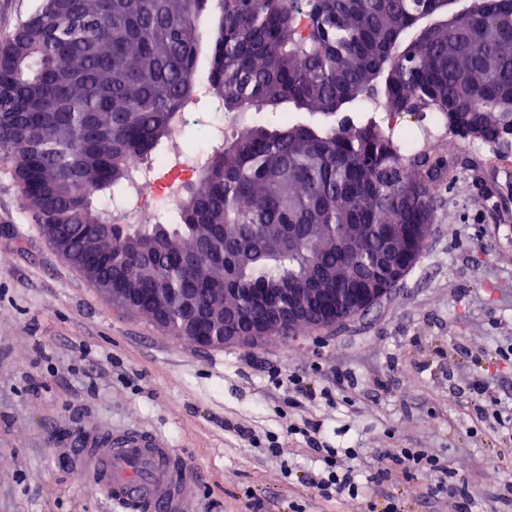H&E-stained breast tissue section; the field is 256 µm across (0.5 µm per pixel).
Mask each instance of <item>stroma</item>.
I'll list each match as a JSON object with an SVG mask.
<instances>
[{"mask_svg":"<svg viewBox=\"0 0 512 512\" xmlns=\"http://www.w3.org/2000/svg\"><path fill=\"white\" fill-rule=\"evenodd\" d=\"M396 134L444 159L430 238L379 306L293 340L201 347L114 307L68 264L0 159V512H116L61 449L85 430L151 431L202 475L200 512H460L453 489L393 474L327 502L306 450L354 448L362 469L423 448L447 460L473 512H512V150L401 114ZM303 378L312 398L272 370ZM483 393H475L477 382ZM274 436L285 448L269 456Z\"/></svg>","mask_w":512,"mask_h":512,"instance_id":"stroma-1","label":"stroma"}]
</instances>
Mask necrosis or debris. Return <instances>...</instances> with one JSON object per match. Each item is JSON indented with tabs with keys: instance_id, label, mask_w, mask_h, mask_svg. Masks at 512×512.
Here are the masks:
<instances>
[{
	"instance_id": "obj_1",
	"label": "necrosis or debris",
	"mask_w": 512,
	"mask_h": 512,
	"mask_svg": "<svg viewBox=\"0 0 512 512\" xmlns=\"http://www.w3.org/2000/svg\"><path fill=\"white\" fill-rule=\"evenodd\" d=\"M199 95L177 112L173 132L166 144L150 155H133L127 161L128 181L119 190L109 215L116 224L172 223L183 192L196 185L215 151L226 138L246 132L258 115L246 112L228 119L222 101L211 100L205 76H197ZM211 100L212 110L206 129L195 145L184 139L186 129L194 125L203 100Z\"/></svg>"
}]
</instances>
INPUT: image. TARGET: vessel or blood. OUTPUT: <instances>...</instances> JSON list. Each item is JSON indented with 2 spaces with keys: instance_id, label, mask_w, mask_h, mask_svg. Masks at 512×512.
I'll return each mask as SVG.
<instances>
[{
  "instance_id": "1",
  "label": "vessel or blood",
  "mask_w": 512,
  "mask_h": 512,
  "mask_svg": "<svg viewBox=\"0 0 512 512\" xmlns=\"http://www.w3.org/2000/svg\"><path fill=\"white\" fill-rule=\"evenodd\" d=\"M65 453L83 484L123 512H199V472L184 465L156 434L75 435Z\"/></svg>"
}]
</instances>
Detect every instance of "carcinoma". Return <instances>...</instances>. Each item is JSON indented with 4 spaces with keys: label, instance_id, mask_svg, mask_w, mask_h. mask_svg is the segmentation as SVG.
<instances>
[{
    "label": "carcinoma",
    "instance_id": "obj_1",
    "mask_svg": "<svg viewBox=\"0 0 512 512\" xmlns=\"http://www.w3.org/2000/svg\"><path fill=\"white\" fill-rule=\"evenodd\" d=\"M423 28L432 0H40L0 45V156L23 206L95 288L177 337L183 304L253 306L244 293L381 282L373 230L431 224L444 168L385 118L429 112L485 144L512 137V0ZM227 112L266 117L226 141L175 224L112 231L101 201L125 160L165 143L193 96L200 52ZM293 224L299 243L282 235ZM361 242L336 246L345 226Z\"/></svg>",
    "mask_w": 512,
    "mask_h": 512
}]
</instances>
